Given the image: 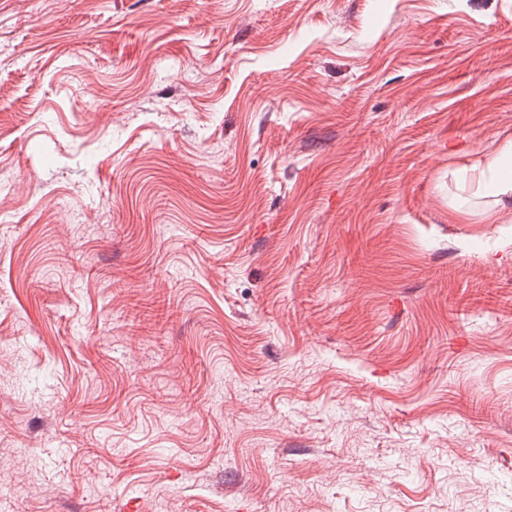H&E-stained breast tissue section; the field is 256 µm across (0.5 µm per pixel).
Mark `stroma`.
Returning <instances> with one entry per match:
<instances>
[{"mask_svg":"<svg viewBox=\"0 0 512 512\" xmlns=\"http://www.w3.org/2000/svg\"><path fill=\"white\" fill-rule=\"evenodd\" d=\"M0 512H512V0H0ZM507 155L512 156V143L473 166L474 174L467 177L474 195L491 196L497 203L512 199V176L500 173L503 158Z\"/></svg>","mask_w":512,"mask_h":512,"instance_id":"obj_1","label":"stroma"}]
</instances>
